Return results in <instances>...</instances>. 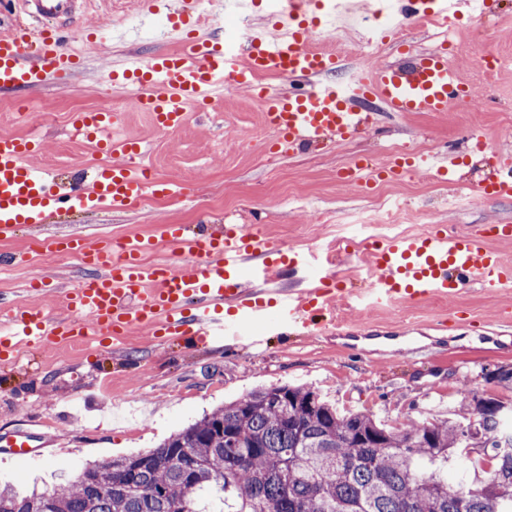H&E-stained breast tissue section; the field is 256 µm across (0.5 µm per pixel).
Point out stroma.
<instances>
[{"instance_id":"35a3bbf8","label":"stroma","mask_w":512,"mask_h":512,"mask_svg":"<svg viewBox=\"0 0 512 512\" xmlns=\"http://www.w3.org/2000/svg\"><path fill=\"white\" fill-rule=\"evenodd\" d=\"M75 24L97 28L125 23L139 11L138 0H93ZM498 18L474 16L456 27L451 54L479 104L449 106L444 112H380L376 122L346 141L288 150L264 127L259 102L238 89L215 99L207 113L188 107L185 123L157 130L149 113L129 112L126 92L99 80L100 70L121 66L125 56L146 57L172 51L160 30L136 42L101 39L82 54L83 69L60 86L49 82L22 97L0 90V135L36 139L35 166L60 182L81 183L97 163L93 145L76 136L77 113L116 112L121 137L140 141L138 165L184 185L181 196L158 197L128 211L99 208L59 213L47 224L21 229L0 240L1 251L29 253V263L0 271V293L28 302L33 277L43 279L38 299L47 316H66V289L86 273L74 255L52 250L51 241L74 233L95 238L154 236L159 224H240L265 242L309 258L330 251L344 287L354 289L352 305H338L336 326L325 333L296 328L283 337L274 320L253 326L252 336H227L188 348L136 329L121 348L108 343L54 342L32 351L22 364L0 367V434L32 427L41 448L27 456L0 451V482L20 493L71 482L93 463L150 450L224 403L261 386L304 384L317 388L343 410L363 412L390 425L444 418L453 413L461 391L495 394L512 391L490 382V372L512 366V346L490 341L495 314L512 306L510 288H463L450 297L395 301L369 307L364 296L374 273L364 260L362 221L381 222L379 238L431 232L436 225L475 233L486 224H512V198L478 194L489 174L479 156H470L454 185L436 181L418 167L395 180L360 188L341 182L339 173L356 159L385 165L394 146L428 159L442 149L465 150L470 134H481L491 149L512 151V0H499ZM494 35L500 58L494 68L477 66L474 53L485 35ZM401 45L360 53L355 41L337 45L347 64L376 65L398 51L437 46L434 27L405 26ZM448 323L417 352L349 357L338 343L342 331L367 327L422 329Z\"/></svg>"}]
</instances>
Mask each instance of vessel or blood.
<instances>
[{"label": "vessel or blood", "mask_w": 512, "mask_h": 512, "mask_svg": "<svg viewBox=\"0 0 512 512\" xmlns=\"http://www.w3.org/2000/svg\"><path fill=\"white\" fill-rule=\"evenodd\" d=\"M13 2L41 28L32 31L28 21L0 34V89L33 91L50 78L66 83L74 55L59 34L60 26L82 10L85 0ZM285 2L276 22L257 24L247 42L227 45L213 36H197V0H183L170 12L164 33L166 39L179 42L178 52L138 58L126 67L104 70L103 77L115 84L131 83L137 111L151 113L161 130L180 127L188 104L212 102L228 87L248 89L261 99L265 126L296 147L314 146L329 137H353L372 118L362 107L367 99L378 100L386 111L402 113L444 112L464 98L462 77L442 49L358 69L346 88H337L329 78L341 69V55L311 45L313 33L331 24L336 0ZM470 11L471 0H404L408 17L442 25ZM263 73L288 76L299 86L289 91L258 87L255 78ZM114 122V114L104 111L77 116L79 129L97 134L110 156L80 190L59 184L51 173L31 164L29 143L0 135L1 240L14 237L22 227L46 223L64 208L126 209L149 195L181 194L180 182L150 175L135 164L141 147L111 137ZM472 146L492 168L480 193L511 198L512 158L503 159L478 137ZM458 167L453 153L432 164L436 177L451 184ZM161 230L163 238L185 252L180 265L144 262L143 254L155 244L151 238L125 241L119 252L108 237L91 241L74 235L54 241L56 251L77 255L92 273L66 292L67 317L52 320L42 308L30 306L1 325L0 364L15 363L22 347L60 340L107 336L117 344L134 328L205 345L224 334L236 335L246 325L263 323L273 307L278 310L276 325L284 333L305 324L307 313L352 295L350 289L336 287L331 275L319 286L299 291L247 288L244 270L268 274L275 262L267 245L240 226L213 232L204 225L190 230L165 224ZM368 258L376 271L368 297L376 304L512 284V263L490 251L482 236L445 226L424 235L377 241ZM32 438V433L17 431L1 436L0 445L23 456L31 453Z\"/></svg>", "instance_id": "b4317fda"}]
</instances>
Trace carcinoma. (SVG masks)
<instances>
[{
  "instance_id": "carcinoma-1",
  "label": "carcinoma",
  "mask_w": 512,
  "mask_h": 512,
  "mask_svg": "<svg viewBox=\"0 0 512 512\" xmlns=\"http://www.w3.org/2000/svg\"><path fill=\"white\" fill-rule=\"evenodd\" d=\"M509 414L512 402L467 392L452 416L396 428L274 385L149 451L87 465L89 483L0 488V512H512ZM475 459L489 465L484 482L448 483Z\"/></svg>"
}]
</instances>
